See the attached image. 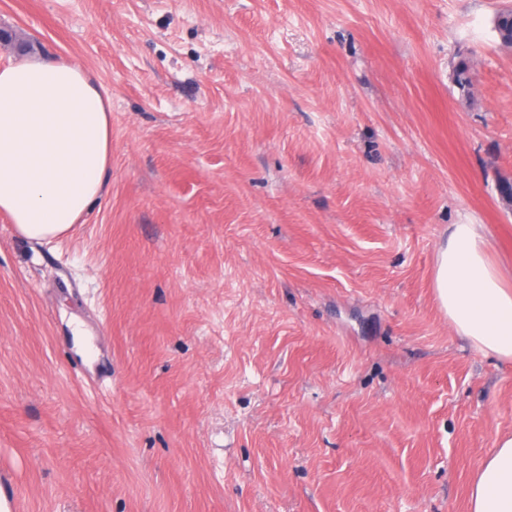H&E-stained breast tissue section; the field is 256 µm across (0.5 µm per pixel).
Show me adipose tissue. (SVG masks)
Instances as JSON below:
<instances>
[{"mask_svg": "<svg viewBox=\"0 0 512 512\" xmlns=\"http://www.w3.org/2000/svg\"><path fill=\"white\" fill-rule=\"evenodd\" d=\"M112 160L108 97L71 61L0 67V212L31 240L65 235L104 188ZM477 224H452L438 251L436 297L458 335L512 360V288ZM471 512H512V435L480 466Z\"/></svg>", "mask_w": 512, "mask_h": 512, "instance_id": "adipose-tissue-1", "label": "adipose tissue"}]
</instances>
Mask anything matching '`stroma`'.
<instances>
[{
    "label": "stroma",
    "instance_id": "stroma-1",
    "mask_svg": "<svg viewBox=\"0 0 512 512\" xmlns=\"http://www.w3.org/2000/svg\"><path fill=\"white\" fill-rule=\"evenodd\" d=\"M510 7L0 0L112 112L80 224L35 242L0 214L14 512H470L512 361L434 278L462 223L512 271Z\"/></svg>",
    "mask_w": 512,
    "mask_h": 512
}]
</instances>
